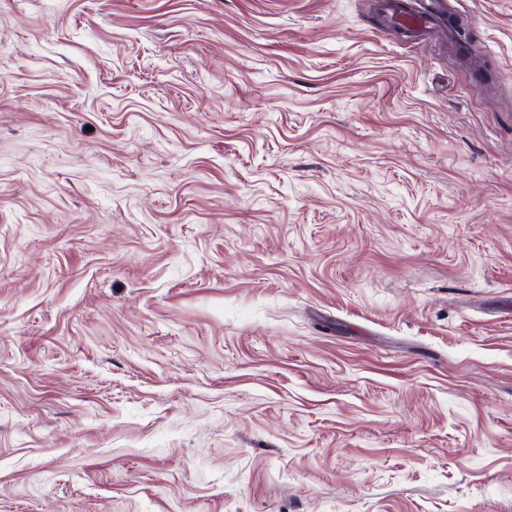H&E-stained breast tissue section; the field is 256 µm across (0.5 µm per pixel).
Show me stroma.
<instances>
[{"label":"stroma","instance_id":"1","mask_svg":"<svg viewBox=\"0 0 512 512\" xmlns=\"http://www.w3.org/2000/svg\"><path fill=\"white\" fill-rule=\"evenodd\" d=\"M0 0V512H512V0ZM429 1L427 6L417 12L412 13L410 11H395L391 14L388 24L404 23L414 28L420 34H427L440 22V13L442 11L441 0H427Z\"/></svg>","mask_w":512,"mask_h":512}]
</instances>
